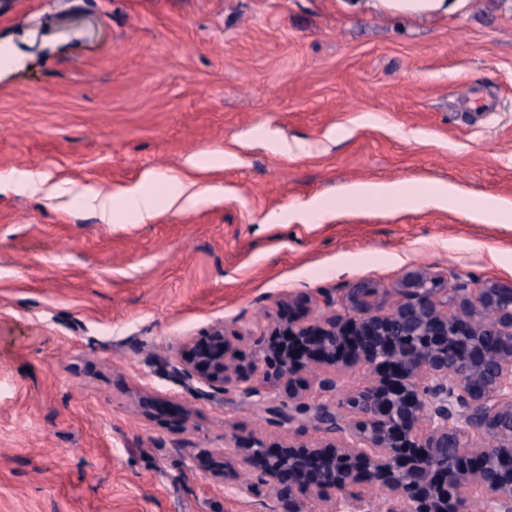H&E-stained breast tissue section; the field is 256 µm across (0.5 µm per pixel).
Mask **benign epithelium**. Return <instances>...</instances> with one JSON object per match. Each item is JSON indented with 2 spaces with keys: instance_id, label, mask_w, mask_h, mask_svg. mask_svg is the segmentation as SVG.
Listing matches in <instances>:
<instances>
[{
  "instance_id": "1",
  "label": "benign epithelium",
  "mask_w": 512,
  "mask_h": 512,
  "mask_svg": "<svg viewBox=\"0 0 512 512\" xmlns=\"http://www.w3.org/2000/svg\"><path fill=\"white\" fill-rule=\"evenodd\" d=\"M245 339L218 325L179 361L204 385L242 387L270 420L305 417L323 433L315 443L231 436L214 478L256 470L274 492L264 512H305L311 498L335 512H469L474 500L512 512L511 286L452 285L417 268L391 289L355 281L334 300L290 294L248 355ZM361 368L376 379L336 396ZM450 448L457 460L439 464Z\"/></svg>"
}]
</instances>
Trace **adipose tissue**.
Returning a JSON list of instances; mask_svg holds the SVG:
<instances>
[{"mask_svg":"<svg viewBox=\"0 0 512 512\" xmlns=\"http://www.w3.org/2000/svg\"><path fill=\"white\" fill-rule=\"evenodd\" d=\"M469 0H343L349 11L387 13L405 16H427L445 18L465 12ZM224 157L220 154L199 155L187 159L183 174L169 177L170 191L165 198H157L150 189L149 181L103 194L91 186L81 187L77 195L93 209L101 223H112L117 213L123 212L135 217L139 223L154 218L160 207L185 208L199 203L208 194V187L199 185L193 178L194 172L223 167ZM349 201H376L394 207L432 205L443 209L457 206L459 196L455 188L448 185H414L407 182L358 184L347 192Z\"/></svg>","mask_w":512,"mask_h":512,"instance_id":"ef3b65f1","label":"adipose tissue"}]
</instances>
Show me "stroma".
Masks as SVG:
<instances>
[{
	"instance_id": "1",
	"label": "stroma",
	"mask_w": 512,
	"mask_h": 512,
	"mask_svg": "<svg viewBox=\"0 0 512 512\" xmlns=\"http://www.w3.org/2000/svg\"><path fill=\"white\" fill-rule=\"evenodd\" d=\"M474 88L496 111H466ZM204 153L227 156L200 174L211 194L145 224L101 223L70 191L151 173L162 198ZM391 181L512 202L499 0L444 20L340 0H0V512H257L268 490L236 500L201 451L321 434L185 375L187 341L419 266L512 285V223L345 199ZM315 199L322 221H292Z\"/></svg>"
}]
</instances>
